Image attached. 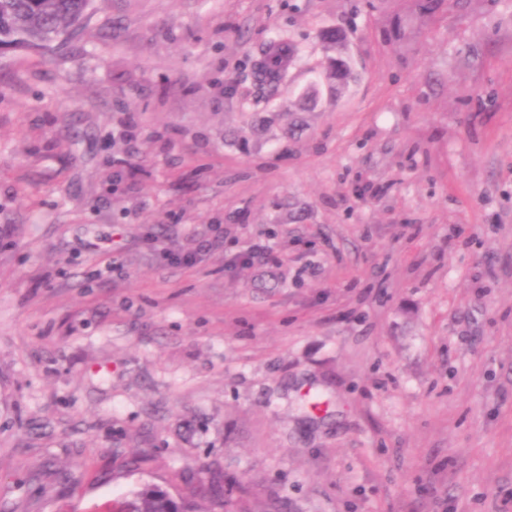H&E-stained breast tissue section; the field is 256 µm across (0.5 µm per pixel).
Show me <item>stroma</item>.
Wrapping results in <instances>:
<instances>
[{"label":"stroma","instance_id":"35a3bbf8","mask_svg":"<svg viewBox=\"0 0 512 512\" xmlns=\"http://www.w3.org/2000/svg\"><path fill=\"white\" fill-rule=\"evenodd\" d=\"M411 6L93 0L0 55V512H512V0ZM298 57V49L281 39L265 45L252 60L254 82L261 88L276 93L288 84L289 67ZM190 495L210 499L216 507L223 509V485L220 478L213 476L207 481H200L191 487ZM189 509L185 498L174 502L163 490L144 487L132 492L117 512H193Z\"/></svg>","mask_w":512,"mask_h":512}]
</instances>
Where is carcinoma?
Here are the masks:
<instances>
[{"mask_svg": "<svg viewBox=\"0 0 512 512\" xmlns=\"http://www.w3.org/2000/svg\"><path fill=\"white\" fill-rule=\"evenodd\" d=\"M92 0H0V44L11 49L50 51L87 16ZM298 57V49L281 39L265 45L252 60L254 82L275 93L288 84L289 67ZM351 77L350 67L338 60L327 71V78L339 85ZM190 495L210 499L224 507L223 485L213 476L191 487ZM117 512H191L181 498L172 501L156 487H144L130 494Z\"/></svg>", "mask_w": 512, "mask_h": 512, "instance_id": "1", "label": "carcinoma"}]
</instances>
